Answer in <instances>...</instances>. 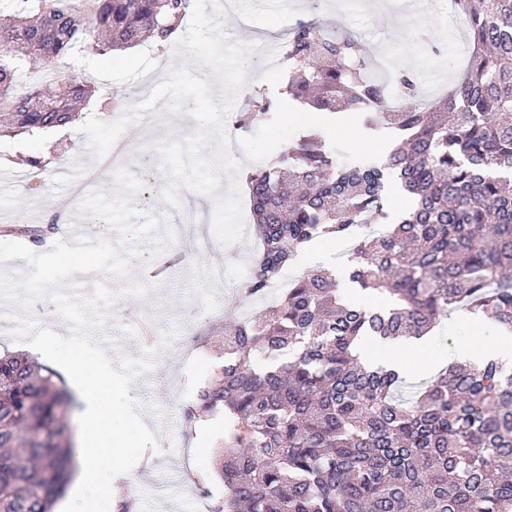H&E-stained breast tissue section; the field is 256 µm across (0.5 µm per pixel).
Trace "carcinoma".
Instances as JSON below:
<instances>
[{
  "instance_id": "1",
  "label": "carcinoma",
  "mask_w": 512,
  "mask_h": 512,
  "mask_svg": "<svg viewBox=\"0 0 512 512\" xmlns=\"http://www.w3.org/2000/svg\"><path fill=\"white\" fill-rule=\"evenodd\" d=\"M0 5V133L72 122L96 92L77 76L18 90L45 66L92 45L102 54L171 43L191 0H5ZM470 39L464 74L424 106L410 71L374 61L342 28L302 23L282 53L298 111L401 137L379 159L338 160L344 147L310 131L247 176L260 250L240 296L265 298L321 237L357 242L344 299L334 272L294 278L267 310L224 325V365L184 409L195 423L224 412L214 477L198 481L209 512H512V366L455 362L409 395L389 362L357 346L420 338L462 304L512 330V0H457ZM397 182L409 200L392 211ZM28 354L0 355V512H54L73 463V395Z\"/></svg>"
}]
</instances>
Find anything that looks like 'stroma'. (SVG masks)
Listing matches in <instances>:
<instances>
[{
    "label": "stroma",
    "instance_id": "1",
    "mask_svg": "<svg viewBox=\"0 0 512 512\" xmlns=\"http://www.w3.org/2000/svg\"><path fill=\"white\" fill-rule=\"evenodd\" d=\"M420 2L423 11L414 14L397 10L390 0H359L345 10L334 0H263L253 9L236 0L226 13L224 30L229 42L253 44L261 37L287 33L301 20L339 24L360 36L375 53L395 55L419 78L440 70L444 82H451L458 72L452 67L455 49L448 41V0ZM426 21L439 35V55L425 53L414 40L417 27ZM174 61L169 46L141 45L121 58L85 47L61 62L57 71L93 77L99 97L91 101L87 112L112 121L143 101ZM247 70L248 80L258 82L276 106L278 117L242 122V115L251 109L252 91L246 88L238 95L226 118L231 137L226 154L241 162L243 172L252 171L275 147L296 141L309 129L319 130L325 142L345 144L347 159L368 160L380 153L381 139L365 132L351 112L338 113L330 125L310 113L293 111L283 94L285 81L278 56H271L261 67L248 62ZM197 129L196 121L181 111L156 117L148 126L132 119L120 136L125 144L121 165L142 186L157 188L148 197L141 189L130 195L136 221L151 216L163 220L154 235L139 242L141 257L132 263L133 276L149 288L147 297L119 300L102 329L112 339L108 354L113 359L147 354L153 362L152 369L132 384L130 394L148 405L142 418L156 434L159 454L151 462L137 463L128 480L114 489L116 497L133 502L135 512H208L209 501L198 494L197 480L213 469L215 442L224 435V417L217 413L190 426L182 410L224 363L211 337L223 334L225 322L249 318L263 308L262 303L241 301L236 294L256 256L252 233H245L234 251L225 252L210 227L212 198L184 189L175 209L158 194L167 183L159 145L184 140ZM86 152V136L72 124L53 139L0 140V172L13 176L8 185L0 186V242L28 243V232L35 228L41 235L36 252L49 251L63 230L54 223V216L79 219V204L89 192L114 190L117 167L111 163H97L90 175L71 174L72 160ZM33 154L44 155L49 164L37 187L30 190L21 159Z\"/></svg>",
    "mask_w": 512,
    "mask_h": 512
}]
</instances>
